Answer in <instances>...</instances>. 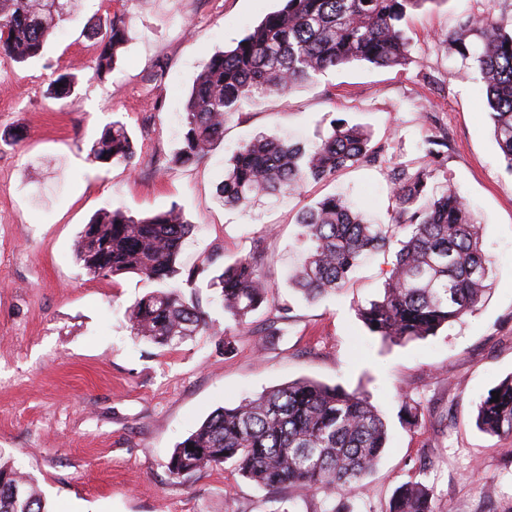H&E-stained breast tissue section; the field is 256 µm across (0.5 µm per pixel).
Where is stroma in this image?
Segmentation results:
<instances>
[{
  "label": "stroma",
  "mask_w": 512,
  "mask_h": 512,
  "mask_svg": "<svg viewBox=\"0 0 512 512\" xmlns=\"http://www.w3.org/2000/svg\"><path fill=\"white\" fill-rule=\"evenodd\" d=\"M279 0H75L71 18L40 59L0 55V459L31 476L50 512H320L303 487L265 489L231 469L173 482L176 444L215 409L300 378L361 389L382 411L386 451L351 497L359 512H388L395 489L415 480L434 491V512H512V437L475 426L480 396L512 374V174L493 137L473 55L450 40L459 22L492 11L512 21V0H446L413 12L411 62L348 64L284 96L242 107L224 140L199 164L171 158L186 94L203 63L233 45ZM126 11L128 41L112 72L99 73L89 21ZM75 76L70 97L52 99L59 74ZM135 142L131 166L91 162L88 151L112 120ZM342 119L385 145L387 159L351 167L247 206L216 194L224 166L264 135L313 147ZM448 147L433 183L468 199L491 256L492 285L476 311L438 335L405 345L371 335L357 309L378 297L394 249L371 255L347 287L314 303L289 298L288 278L306 250L296 217L332 194L352 197L374 221L391 223L388 158L419 161L423 137ZM181 206L195 229L181 269L219 271L252 249L275 301L292 310L280 336L265 335L264 305L237 328L206 280L182 286L213 329L161 347L133 336L127 310L153 291L135 274L86 273L78 236L104 208L153 214ZM232 337L233 352L224 349ZM418 407L402 422V401Z\"/></svg>",
  "instance_id": "stroma-1"
}]
</instances>
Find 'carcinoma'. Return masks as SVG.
<instances>
[{
	"mask_svg": "<svg viewBox=\"0 0 512 512\" xmlns=\"http://www.w3.org/2000/svg\"><path fill=\"white\" fill-rule=\"evenodd\" d=\"M235 45L206 60L194 80L181 117L180 147L173 162H201L224 138V125L247 100L285 95L317 80L330 69L365 62L378 68L411 62L402 22L425 4L444 0H280ZM72 0H0V52L17 63L42 54L69 20ZM87 33L97 40L98 70L110 72L127 42L125 13ZM473 35L483 48L475 57L482 92L493 120V136L512 173V29L491 12L470 15L451 34L458 53H469ZM446 143L425 139L429 159L416 171L390 161L396 212L390 224H374L351 201L329 195L299 214V236L308 254L288 286L312 302L344 288L372 252L398 245L396 260L379 297L357 309L369 332L384 341L424 340L473 310L490 286L492 260L484 251L479 225L461 191L448 183L430 184L429 167ZM93 162L132 165L134 148L120 120L106 126L90 149ZM385 147L371 144L363 127L342 119L314 149L299 143L257 137L243 143L217 194L224 205L240 207L252 198L294 192L308 181L326 180L344 167L378 164ZM195 225L173 204L166 211L137 217L122 209L101 210L86 224L76 245L79 265L96 277L128 273L157 289L129 309L131 331L169 346L213 327L199 303L186 299L169 281L182 242ZM406 232L396 238V230ZM260 252L254 251L213 276L209 287L238 326L269 301ZM500 401H493V392ZM477 427L512 436V375L482 395ZM388 441L387 424L364 391H348L310 379L288 382L213 411L174 448L169 472L181 481L231 465L240 476L272 489L306 487L323 494L321 512H356L348 492L380 462ZM194 450H189V447ZM433 492L418 481L395 491L389 512H434ZM0 512H50L33 479L0 461Z\"/></svg>",
	"mask_w": 512,
	"mask_h": 512,
	"instance_id": "1",
	"label": "carcinoma"
}]
</instances>
